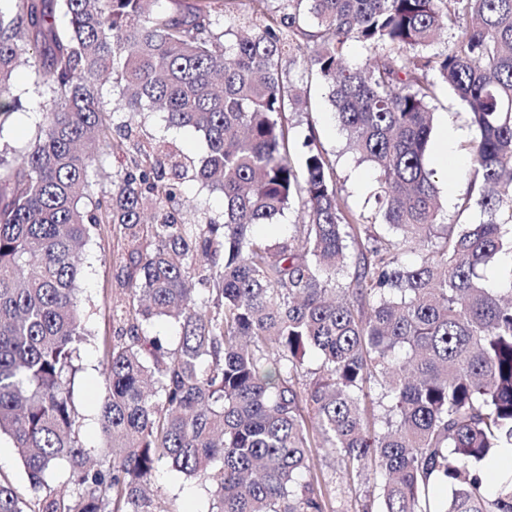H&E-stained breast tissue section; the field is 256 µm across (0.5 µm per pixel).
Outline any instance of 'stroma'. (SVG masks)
<instances>
[{
  "mask_svg": "<svg viewBox=\"0 0 512 512\" xmlns=\"http://www.w3.org/2000/svg\"><path fill=\"white\" fill-rule=\"evenodd\" d=\"M290 80L299 86L308 100V111L301 116L297 126L298 137L315 133L318 146L327 150L336 161V180L348 204L356 211L366 208V200L374 186L375 173L369 163L358 161L347 150L346 137L336 122L328 101L329 90L316 76L302 69L292 70ZM13 92L20 95L23 108L13 113L0 129V136L12 146H24L35 131L34 114L40 111L46 99L36 92L28 68H19L13 80ZM115 123L131 122L136 138L147 143L155 138H165L180 152L194 159H201L207 152L203 135L193 128H166L162 113L145 112L134 116L116 113ZM428 168L437 173L439 196L452 224L478 221V211L458 213L456 203L465 190L463 180H451L446 167L439 162L435 150L426 155ZM120 242L111 225L97 227L85 247L87 260L80 278L83 315L91 333L88 343L81 351V370L75 380V404L81 418L80 438L85 447L96 448L102 443V434L97 421L99 390L102 380L103 361L101 341L112 334V296L117 285L118 269L112 263V252ZM315 471L331 493L335 512H362L371 486L365 481H349L339 456L327 451H318L314 458ZM0 479L8 480L27 505H35L39 495L31 488L24 473L16 448L9 438L0 439ZM150 488L162 498L174 512H205L207 494L197 483L185 481L160 467L155 473Z\"/></svg>",
  "mask_w": 512,
  "mask_h": 512,
  "instance_id": "obj_1",
  "label": "stroma"
}]
</instances>
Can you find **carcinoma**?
I'll return each mask as SVG.
<instances>
[{
    "instance_id": "obj_1",
    "label": "carcinoma",
    "mask_w": 512,
    "mask_h": 512,
    "mask_svg": "<svg viewBox=\"0 0 512 512\" xmlns=\"http://www.w3.org/2000/svg\"><path fill=\"white\" fill-rule=\"evenodd\" d=\"M7 2L0 133L20 60L49 96L35 137L9 160L0 149V436L45 492L36 512H172L144 491L163 465L206 489L207 512H334L316 448L372 479L376 512H512V475L483 467L512 449V266L486 278L512 259V0H248L233 40L238 0ZM352 42L371 49L359 67ZM300 67L375 172L371 217L345 208L314 136L292 165ZM445 90L475 131L457 205L480 212L470 224L445 223L425 162ZM155 109L202 133L207 157L137 146L94 190L99 158L135 141L114 114ZM186 181L224 197L222 219L177 223ZM296 206L287 239L256 232ZM101 224L124 253L91 450L74 404L79 250ZM155 319L175 342L145 332ZM63 466L57 495L47 478ZM25 507L0 480V512Z\"/></svg>"
}]
</instances>
